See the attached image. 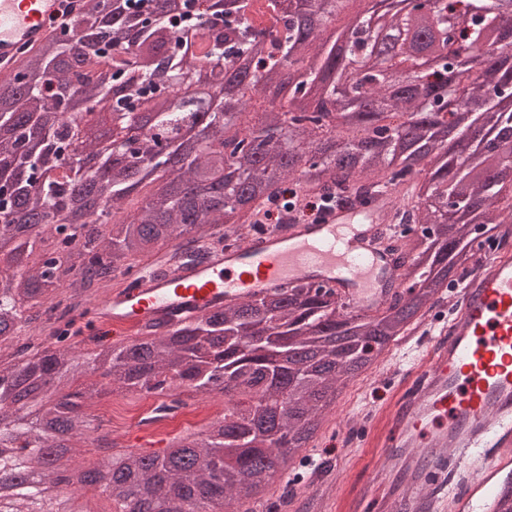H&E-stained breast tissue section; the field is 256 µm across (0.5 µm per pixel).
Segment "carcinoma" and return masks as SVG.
<instances>
[{
    "label": "carcinoma",
    "instance_id": "carcinoma-1",
    "mask_svg": "<svg viewBox=\"0 0 512 512\" xmlns=\"http://www.w3.org/2000/svg\"><path fill=\"white\" fill-rule=\"evenodd\" d=\"M150 10L135 0H109L105 13H81L69 36H53L29 52L27 70L0 81V188L34 219L55 222L59 239L47 246L25 222L13 229L14 252L28 262L0 276V343L62 321L59 291L69 283L89 301L112 281L128 277L174 240L184 252L214 243L217 228L240 227L232 212L262 220L252 202L292 188L304 198L356 190L365 200L390 188L398 199V223L431 225L434 234L385 235L394 268L419 292H395L370 316L356 314L333 291L300 284L193 318L177 326L152 322L121 344L96 342L81 351L80 331L29 346L14 363L0 362V439L22 441L19 452L0 458V478L15 482L0 512H79L62 494L64 475L78 464L70 448L94 446L85 472L112 473V512L135 499L131 512H256L275 497L268 478L294 460L329 421V411L348 382L382 352L400 342L412 320L444 302L446 286L469 266L476 252L470 225L482 224L491 240L509 235L512 190L499 176L512 170V28L503 29L480 0H409L426 12L438 37L442 63L400 75L398 56L362 73L365 60L386 51L404 53L420 39L412 15L399 11L363 18L346 47L353 68L339 70L336 51L325 46L329 0H297V19L272 20L276 0H240L236 24L217 30L204 19L203 0H184L194 20L172 16L171 0ZM465 47L481 59L473 75L459 60ZM246 55L252 78L231 76L241 94H256L279 71L294 79L292 97L302 101L280 137H265L224 169V141L187 147L176 136L190 113L175 99L203 72L226 70ZM137 73L123 84L118 102L113 79L129 60ZM112 112L116 128L130 127L131 112L157 113L166 138L144 133L116 146L136 157L133 167L108 164L105 182L81 191L80 166L62 159L58 144L77 137L82 117L72 111L75 94ZM335 113L362 129L359 138L323 131L322 115ZM471 117L470 133L449 139ZM390 118V126L378 123ZM251 112L211 108L210 123L222 129L252 125ZM469 150V163L458 153ZM147 189L148 206L136 199ZM97 364L99 379L70 390L69 381ZM224 396V417L207 430L161 452L116 451L92 436L85 412L107 393L132 389L182 404L177 390ZM26 401L44 424L17 414ZM39 469L36 483L26 474Z\"/></svg>",
    "mask_w": 512,
    "mask_h": 512
}]
</instances>
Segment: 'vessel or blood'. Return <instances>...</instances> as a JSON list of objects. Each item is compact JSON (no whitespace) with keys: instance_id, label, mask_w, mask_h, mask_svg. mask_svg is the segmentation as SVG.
<instances>
[{"instance_id":"1","label":"vessel or blood","mask_w":512,"mask_h":512,"mask_svg":"<svg viewBox=\"0 0 512 512\" xmlns=\"http://www.w3.org/2000/svg\"><path fill=\"white\" fill-rule=\"evenodd\" d=\"M83 0H0V75L16 57L72 26ZM390 195L341 207L286 233L250 238L163 277L143 265L95 307V325L178 324L225 302L284 290L298 280L330 288L372 314L393 294V257L376 242ZM481 259L450 287L451 318L425 363L412 364L399 398L371 420L391 483L378 507L407 512H488L500 480L512 477V250L484 244ZM427 493H417V485Z\"/></svg>"}]
</instances>
